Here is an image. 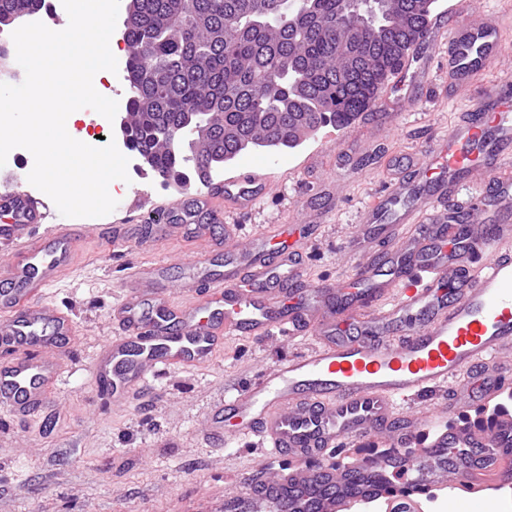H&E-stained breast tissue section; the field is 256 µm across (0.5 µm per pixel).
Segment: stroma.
Listing matches in <instances>:
<instances>
[{
  "label": "stroma",
  "mask_w": 512,
  "mask_h": 512,
  "mask_svg": "<svg viewBox=\"0 0 512 512\" xmlns=\"http://www.w3.org/2000/svg\"><path fill=\"white\" fill-rule=\"evenodd\" d=\"M512 78V28L503 50L472 86L448 81V56L430 65L429 82L414 107L403 109L388 133L369 129L348 140L323 127L293 148L254 147L214 171V180L249 165L275 181L254 209L239 216L250 234L292 223L307 212L315 240L303 259L307 283L335 280L351 261L341 240L358 233L360 213L387 181L418 158L432 138L447 133L460 112L488 89ZM106 224L151 223L159 203L202 192L141 173H130ZM207 239L179 232L160 240L111 243L90 234L76 245L74 262L42 292L44 304L68 313L72 348L56 358L63 368L54 397L37 415L18 419L0 408V512H221L235 475L251 470L261 449L239 443L215 446L206 438V409L223 400L232 383L256 374L301 344L281 337L229 336L212 361L176 366L149 376L129 399L116 400L92 372L99 347L112 338V307L134 269L162 263L183 296L181 259L207 258Z\"/></svg>",
  "instance_id": "stroma-1"
}]
</instances>
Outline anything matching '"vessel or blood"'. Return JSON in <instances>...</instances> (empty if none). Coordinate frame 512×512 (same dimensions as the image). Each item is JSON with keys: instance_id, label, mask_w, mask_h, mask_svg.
<instances>
[{"instance_id": "b4317fda", "label": "vessel or blood", "mask_w": 512, "mask_h": 512, "mask_svg": "<svg viewBox=\"0 0 512 512\" xmlns=\"http://www.w3.org/2000/svg\"><path fill=\"white\" fill-rule=\"evenodd\" d=\"M465 4L431 19L396 71V99L361 114L364 130L394 121L412 103L431 57L448 51V74L473 82L499 55L500 18H463ZM25 163L0 170V239L19 261L0 277V407L43 411L59 381L54 350L69 345L67 314L40 296L70 264L77 239L163 237L166 220L251 210L268 177L243 170L164 209L160 224H45L40 198L26 190ZM493 209L490 226H464L461 213ZM373 234L349 237L352 276L302 288L299 258L313 241L303 224L242 243L224 227V272L183 261L190 299L168 302L163 267L128 276L112 308L120 336L102 344L95 377L113 398L174 364L210 358L222 337L280 335L307 346L231 385L211 405V439L264 448L265 459L224 494V512H424L512 489V415L485 427L449 428L448 410L494 406L512 378V80L502 81L447 136L389 181L363 212ZM463 448H480L467 467ZM296 459L279 470L281 456ZM324 458L319 467L310 457Z\"/></svg>"}]
</instances>
